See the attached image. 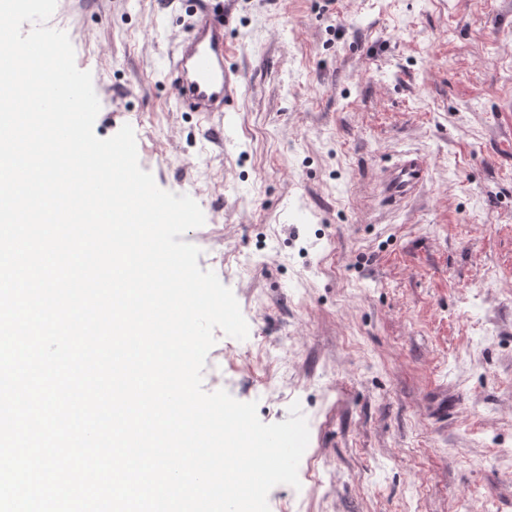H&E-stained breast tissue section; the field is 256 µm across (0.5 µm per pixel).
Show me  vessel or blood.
Returning <instances> with one entry per match:
<instances>
[{"label": "vessel or blood", "instance_id": "1", "mask_svg": "<svg viewBox=\"0 0 512 512\" xmlns=\"http://www.w3.org/2000/svg\"><path fill=\"white\" fill-rule=\"evenodd\" d=\"M193 16L190 33L176 41L166 61L165 76L178 109L221 115L235 108L240 81L225 65L224 29L229 17L218 8L197 9L196 0H182ZM430 177L427 161L402 156L389 170L387 191L391 198L411 196Z\"/></svg>", "mask_w": 512, "mask_h": 512}]
</instances>
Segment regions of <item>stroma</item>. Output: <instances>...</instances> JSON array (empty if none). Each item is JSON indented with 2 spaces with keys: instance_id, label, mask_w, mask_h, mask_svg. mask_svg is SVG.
I'll use <instances>...</instances> for the list:
<instances>
[{
  "instance_id": "obj_1",
  "label": "stroma",
  "mask_w": 512,
  "mask_h": 512,
  "mask_svg": "<svg viewBox=\"0 0 512 512\" xmlns=\"http://www.w3.org/2000/svg\"><path fill=\"white\" fill-rule=\"evenodd\" d=\"M235 111H177L178 0H59L101 104L159 188L195 195L184 239L249 325L207 365L267 424L309 423L306 512H512V0H227ZM406 152L431 177L384 199ZM286 363L266 377L251 342Z\"/></svg>"
}]
</instances>
